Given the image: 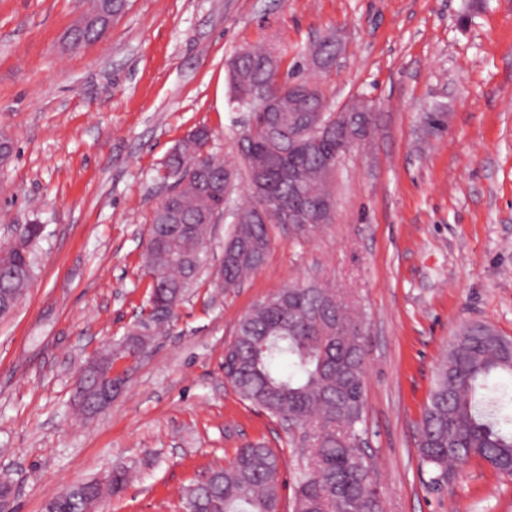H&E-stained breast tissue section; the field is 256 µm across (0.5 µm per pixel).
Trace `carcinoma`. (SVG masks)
I'll list each match as a JSON object with an SVG mask.
<instances>
[{
  "mask_svg": "<svg viewBox=\"0 0 512 512\" xmlns=\"http://www.w3.org/2000/svg\"><path fill=\"white\" fill-rule=\"evenodd\" d=\"M127 0H89L85 25L70 30L74 45L102 37L105 23L126 8ZM315 68L331 66L336 44L319 41L309 54ZM285 63L274 44L239 52L231 65L230 96L240 98L265 81L276 89ZM366 105L339 114L330 134L308 150L291 155L268 171L265 198L270 206L292 199L312 209L333 197L328 160L342 154L347 132L360 129ZM252 151L242 160L245 170L270 163L266 128L248 129ZM209 132L183 139L166 162V178L177 190L153 212L145 269L153 282L149 298L178 302L205 270L206 244L224 213V197L214 187L224 182V162L207 149ZM22 244L0 252V262L33 268L29 245L34 224L15 226ZM230 239L236 250L224 252L221 287L231 289L265 261L270 225L237 224ZM512 378V337L493 325L462 326L448 344L418 429L421 461L448 480V467L471 460L487 463L512 477V395L489 385L495 377ZM224 378L239 397L298 429L293 438L303 467L295 476L293 512H383L372 468L362 448L365 395L363 320L321 283L283 288L257 303L240 318L224 350ZM210 479L191 488L184 512H281L280 457L263 444L238 450L233 461L213 469ZM129 482L128 470L112 467V483L98 496L116 494Z\"/></svg>",
  "mask_w": 512,
  "mask_h": 512,
  "instance_id": "cac0c4a2",
  "label": "carcinoma"
}]
</instances>
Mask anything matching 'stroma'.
<instances>
[{
    "mask_svg": "<svg viewBox=\"0 0 512 512\" xmlns=\"http://www.w3.org/2000/svg\"><path fill=\"white\" fill-rule=\"evenodd\" d=\"M86 0H0V243L35 224L34 276L0 318V478L10 512H43L120 464L134 479L96 512H183L187 490L238 448L282 458L283 512L301 460L288 427L224 381V348L257 302L329 282L364 319L365 451L384 512H512V478L473 461L435 481L416 440L434 372L466 323L512 336V0H129L95 43L68 33ZM334 35L326 70L302 55ZM277 42L282 77L331 109L365 100L370 139L331 178L336 211L307 237L271 227L264 264L231 292L214 272L248 196L229 104L243 49ZM237 170L208 266L169 330L115 363L124 383L94 418L74 405L94 353L149 314L143 242L164 162L195 127Z\"/></svg>",
    "mask_w": 512,
    "mask_h": 512,
    "instance_id": "obj_1",
    "label": "stroma"
}]
</instances>
